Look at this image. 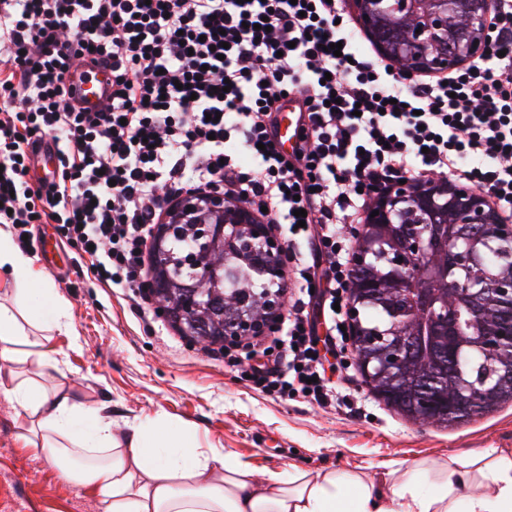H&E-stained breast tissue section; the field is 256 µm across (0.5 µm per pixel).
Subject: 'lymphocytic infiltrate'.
<instances>
[{
  "instance_id": "obj_1",
  "label": "lymphocytic infiltrate",
  "mask_w": 512,
  "mask_h": 512,
  "mask_svg": "<svg viewBox=\"0 0 512 512\" xmlns=\"http://www.w3.org/2000/svg\"><path fill=\"white\" fill-rule=\"evenodd\" d=\"M487 28L480 61L409 79L365 55L341 0H0V224L28 249L33 225H53L148 325L147 260L168 204L192 192L251 205L283 236L291 308L248 361L221 348L224 364L265 395L349 406L324 366L346 352L343 225L408 172L477 188L512 214V0H495ZM78 60L112 66L93 112L74 96ZM287 98L301 106L289 152L277 141ZM47 135L59 159L49 186L34 183L30 155ZM303 243L313 262L298 260Z\"/></svg>"
}]
</instances>
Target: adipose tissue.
<instances>
[{"label": "adipose tissue", "instance_id": "ef3b65f1", "mask_svg": "<svg viewBox=\"0 0 512 512\" xmlns=\"http://www.w3.org/2000/svg\"><path fill=\"white\" fill-rule=\"evenodd\" d=\"M0 271L27 285L31 299L27 309L0 302V395L44 430L40 450L64 480L98 489L103 512H512V454L505 451L471 449L429 483L414 470L399 480L335 470L258 476L159 419L115 433L111 419L57 382L61 369L47 337H30L32 326L61 327L67 309L2 232ZM28 366L34 377L22 376Z\"/></svg>", "mask_w": 512, "mask_h": 512}]
</instances>
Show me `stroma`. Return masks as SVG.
<instances>
[{
    "mask_svg": "<svg viewBox=\"0 0 512 512\" xmlns=\"http://www.w3.org/2000/svg\"><path fill=\"white\" fill-rule=\"evenodd\" d=\"M35 234L55 243L52 255L37 248L30 255L70 317L49 342L64 382L116 425L159 417L185 427L199 447L223 449L259 472L295 466L376 477L389 464L407 471L473 448H512V403L452 427L418 424L374 394L353 356L359 409L265 397L204 355L168 318L144 327L128 293L96 286L75 252L56 243L51 225ZM39 439L0 397V512H14L18 500L26 512H101L97 489L61 480L35 450Z\"/></svg>",
    "mask_w": 512,
    "mask_h": 512,
    "instance_id": "1",
    "label": "stroma"
}]
</instances>
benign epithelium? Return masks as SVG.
Listing matches in <instances>:
<instances>
[{
	"instance_id": "obj_1",
	"label": "benign epithelium",
	"mask_w": 512,
	"mask_h": 512,
	"mask_svg": "<svg viewBox=\"0 0 512 512\" xmlns=\"http://www.w3.org/2000/svg\"><path fill=\"white\" fill-rule=\"evenodd\" d=\"M364 30L374 37L380 54L394 61L400 71L409 78L420 73L442 74L461 69L465 63L483 55L487 44L486 19L490 0H351ZM399 11L409 21L403 37L384 28L382 20L392 11ZM464 13L468 17L467 27L452 40L448 39V15ZM406 183L396 180L389 191L378 197L368 209L366 224L356 235V262L363 264L381 254L387 259L390 278L404 286L411 278L425 280L434 271L426 263L431 254L448 244V256L443 269L448 275V287L463 288L467 308L471 317L481 315L483 305L489 298L503 307V320L485 329L477 349L488 355L501 351L512 352V276L486 275L482 279L467 280L462 273L468 266L481 263V257L470 249L469 243L484 237L492 249L512 253V221L503 218L488 202L485 194L445 179L439 182L422 183L404 176ZM431 217L438 212L448 213L455 228L453 239H448V225L426 222L419 230H408L397 224L395 216L404 204ZM379 215L372 216V212ZM170 217L176 222L196 225L199 242L213 243L230 239L229 230L244 227L255 242L253 255L258 257L254 272L273 281L285 277V267L275 260L281 245L272 235L269 225L262 224L244 203L231 205L222 196L196 199L192 195L182 197L170 209ZM380 283L372 280L352 285L354 295L360 301L350 304L349 314L353 326L355 345L364 343L375 349V357H358V362L371 380L381 378L397 380L403 370L411 348L401 338L395 337L397 326L410 323L418 307L424 303L423 295L410 289L412 306H401L387 313L382 321L371 327L364 326L361 318V302L373 297ZM209 307L224 312L223 300L204 293L191 298L182 314L189 317L197 309ZM440 333L448 341V367L458 369L462 361L461 350L470 347L458 335L460 321L442 309L434 313ZM264 330V325L245 319L224 323V340L235 341L242 336H254ZM437 382L432 377L422 389L418 421L424 423L435 411V396L431 385ZM484 392L463 383L459 405L454 411L470 410L482 404Z\"/></svg>"
}]
</instances>
